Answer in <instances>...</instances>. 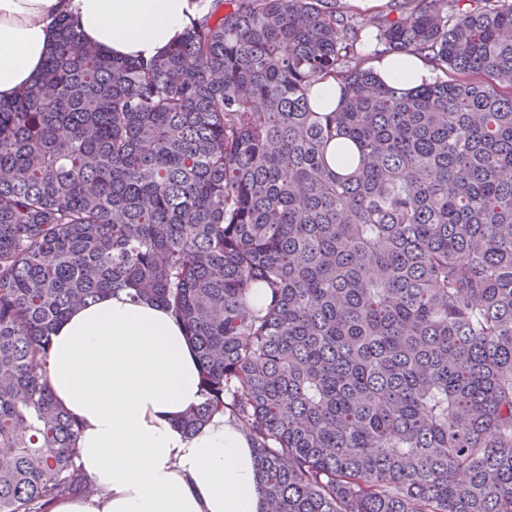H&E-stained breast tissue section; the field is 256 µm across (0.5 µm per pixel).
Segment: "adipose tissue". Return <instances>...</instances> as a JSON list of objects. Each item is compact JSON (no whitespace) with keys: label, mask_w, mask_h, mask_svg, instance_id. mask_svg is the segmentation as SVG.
<instances>
[{"label":"adipose tissue","mask_w":512,"mask_h":512,"mask_svg":"<svg viewBox=\"0 0 512 512\" xmlns=\"http://www.w3.org/2000/svg\"><path fill=\"white\" fill-rule=\"evenodd\" d=\"M207 0H0V97L27 85L48 54L52 23L74 16L86 41L116 57L156 56L208 10ZM379 76L410 87L429 78L419 58H384ZM47 375L81 426L78 463L93 495L53 512H263L251 442L229 415L197 432L180 426L199 404L196 356L156 303L121 290L55 328Z\"/></svg>","instance_id":"1"}]
</instances>
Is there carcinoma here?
Wrapping results in <instances>:
<instances>
[{
  "mask_svg": "<svg viewBox=\"0 0 512 512\" xmlns=\"http://www.w3.org/2000/svg\"><path fill=\"white\" fill-rule=\"evenodd\" d=\"M370 22L212 0L138 60L55 19L0 98V512L93 490L46 365L116 290L182 324L202 401L181 427L232 415L266 512H512V0ZM373 44L444 78L390 86Z\"/></svg>",
  "mask_w": 512,
  "mask_h": 512,
  "instance_id": "1",
  "label": "carcinoma"
}]
</instances>
